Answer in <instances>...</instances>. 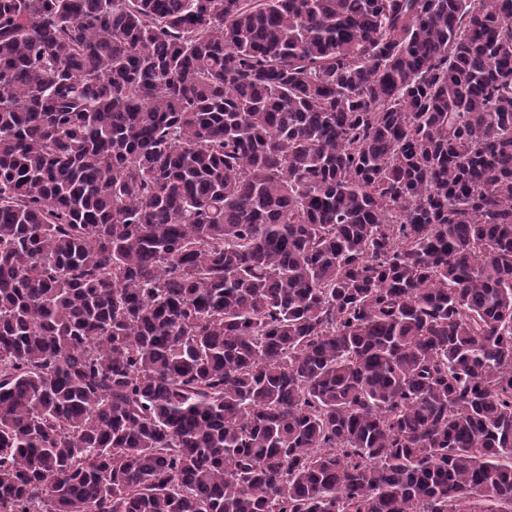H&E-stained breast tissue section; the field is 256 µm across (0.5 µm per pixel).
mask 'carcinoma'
<instances>
[{
  "mask_svg": "<svg viewBox=\"0 0 512 512\" xmlns=\"http://www.w3.org/2000/svg\"><path fill=\"white\" fill-rule=\"evenodd\" d=\"M0 512H512V0H0Z\"/></svg>",
  "mask_w": 512,
  "mask_h": 512,
  "instance_id": "1",
  "label": "carcinoma"
}]
</instances>
